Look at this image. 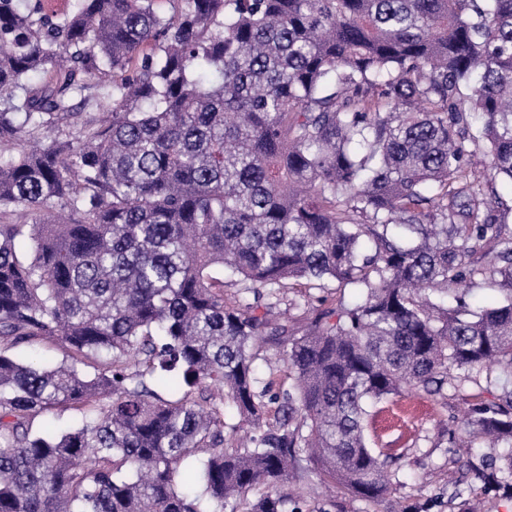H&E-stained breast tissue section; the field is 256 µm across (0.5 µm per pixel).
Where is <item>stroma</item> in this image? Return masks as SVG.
<instances>
[{"label":"stroma","instance_id":"stroma-1","mask_svg":"<svg viewBox=\"0 0 512 512\" xmlns=\"http://www.w3.org/2000/svg\"><path fill=\"white\" fill-rule=\"evenodd\" d=\"M354 294V288L324 280L289 290L281 306L289 325L300 335L322 309L351 303ZM473 392L467 383L440 395L395 396L386 408L373 409L367 434L398 455L400 485L385 500L371 503L332 482L303 481L297 486L303 512H399L400 507L424 502L430 503V512H464V499L452 498L451 493L468 455L449 446L448 431L467 409Z\"/></svg>","mask_w":512,"mask_h":512}]
</instances>
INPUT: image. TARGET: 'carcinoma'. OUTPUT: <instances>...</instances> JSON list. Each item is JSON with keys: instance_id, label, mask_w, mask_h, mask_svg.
Wrapping results in <instances>:
<instances>
[{"instance_id": "1", "label": "carcinoma", "mask_w": 512, "mask_h": 512, "mask_svg": "<svg viewBox=\"0 0 512 512\" xmlns=\"http://www.w3.org/2000/svg\"><path fill=\"white\" fill-rule=\"evenodd\" d=\"M498 181L512 0H0V512H298L299 472L375 502L369 406L483 374L448 443L512 446ZM485 273L504 303L444 305ZM326 278L358 297L273 315ZM44 340L60 362L20 358Z\"/></svg>"}]
</instances>
